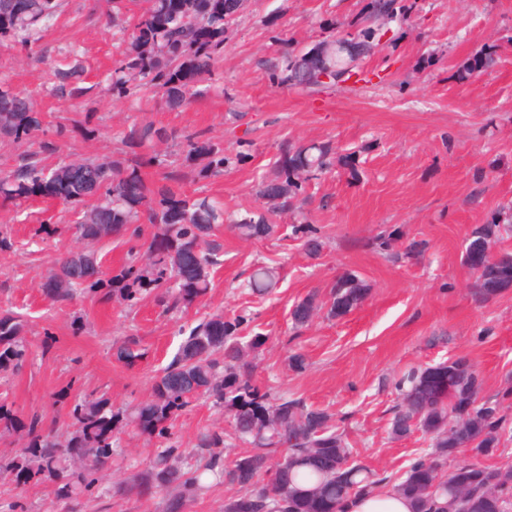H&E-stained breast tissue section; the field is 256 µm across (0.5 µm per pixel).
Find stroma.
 <instances>
[{
	"label": "stroma",
	"mask_w": 512,
	"mask_h": 512,
	"mask_svg": "<svg viewBox=\"0 0 512 512\" xmlns=\"http://www.w3.org/2000/svg\"><path fill=\"white\" fill-rule=\"evenodd\" d=\"M367 0H243L226 33L219 79L186 108L171 111L152 92L116 100L101 91L118 56L104 0H68L41 40L47 54L29 60L0 49V82L31 96L43 125L53 128L70 112L49 93L52 69L77 52L96 90L81 110L99 117L92 137L71 132L58 140L62 159H106L123 146L119 134L133 122L150 121L180 132L206 131L226 154L249 152L219 179L186 171L188 194L208 195L238 218L266 210L256 193L272 177L282 143H329L339 158L332 170L306 187L301 210L325 242L309 258L290 235L288 211L271 214L279 231L266 240H244L221 228L224 244L212 286L183 312L163 313L154 297L135 307L103 304L90 296L56 301L41 288L60 254L81 249L74 236H35L37 219L59 216L60 207L39 198L0 207V313L25 319V365L0 374V395L22 418L39 415L58 437L70 427L68 409L87 395H106L113 406L150 398L155 378L176 355L182 329L213 313L244 311L253 317L244 335L260 332L267 342L253 361L262 387L326 411L357 463L394 487L418 458L431 450L422 432L394 437L390 420L401 400L397 382L409 371L466 357L476 371L479 395L489 398L512 387V289L485 302L474 296L476 273L463 263L465 242L512 202V0H398L409 20L394 21L372 52L358 62L362 81H342L315 91L273 84L270 73L287 48L310 49L326 39L322 24L335 20L339 34L354 33ZM489 49L493 71H466L469 60ZM355 154V167L340 158ZM478 203H471V195ZM397 228L402 252L411 241L422 253L394 260L372 249L380 233ZM276 270L271 293L256 295L240 284L253 264ZM345 273L364 280L366 298L350 313L328 318L331 284ZM315 295L312 321L294 327L295 303ZM81 318L83 331L73 320ZM135 336L142 358L128 365L113 354L116 342ZM302 354L303 369L290 357ZM223 411L194 403L173 423L181 446L193 450L201 433L226 426ZM123 465L99 472L100 490L61 501L50 482L17 483L0 473V512L10 504L24 512H165L161 494L117 495L153 457L155 440L124 430Z\"/></svg>",
	"instance_id": "1"
}]
</instances>
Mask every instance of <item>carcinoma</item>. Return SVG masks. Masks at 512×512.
Returning <instances> with one entry per match:
<instances>
[{
  "instance_id": "1",
  "label": "carcinoma",
  "mask_w": 512,
  "mask_h": 512,
  "mask_svg": "<svg viewBox=\"0 0 512 512\" xmlns=\"http://www.w3.org/2000/svg\"><path fill=\"white\" fill-rule=\"evenodd\" d=\"M112 4V26L123 45L109 74L106 92L122 99L150 90L165 106L178 109L202 95L197 85L216 76L224 56L227 24L238 13L242 0H140L141 7L125 20V0ZM395 0H369L364 8L371 25L356 38L323 40L307 52L293 48L283 55V65L273 74L280 84L302 88H328L319 75L346 73L357 57L369 53L379 36L372 24L394 16ZM62 0H0V48L44 58L40 34L55 25ZM495 64L485 50L474 56L468 71L486 73ZM83 68L75 63L53 70V95L74 102L89 91ZM91 137L99 132L98 117L82 112L67 117L50 131L43 128L31 101L0 85V137L27 141L30 148L17 154L0 170V202L17 203L41 196L71 207H81L72 234L89 243L129 237L134 242L120 269L113 275L97 269L94 249L70 252L57 260L42 283L44 293L57 300L93 295L103 303L117 301L133 307L145 295L155 294L163 310L186 308L211 285L223 249L216 231L223 226L224 207L200 195L175 188L178 173L166 171L158 182H148L141 168L162 165L152 151L172 142L183 163L197 168L203 179L218 178L249 154L224 153L203 131L179 133L151 123L128 125L121 143L130 156L112 160L78 158L53 166L45 163L58 152L56 138L69 124ZM330 144L280 146L275 173L257 186L260 197L281 210L294 207L305 185L333 165ZM155 231L143 235L142 225ZM237 234L247 240L267 239L276 233L264 212H253L234 222ZM504 230L512 231V204L502 207L488 224L476 227L468 239L464 264L477 274L476 300L485 302L512 288V252L492 257L486 252ZM307 253L320 254L318 229L303 220L293 225ZM401 237L394 228L373 242L381 252L392 250ZM274 279L267 266L253 268L248 287L265 292ZM366 284L352 274L340 276L331 286L327 315L341 317L357 307L368 294ZM318 306L314 296L297 302L291 312L295 326L306 325ZM242 315L226 318L213 314L192 327L163 374L155 379L151 399L124 409L112 408L105 396L75 403L69 416L73 430L65 443L43 427L36 416L23 420L0 401V433L20 434L22 448L0 468L16 480L33 478L56 483L64 499L88 492L99 482L97 473L112 465L119 425L155 438V457L136 479L118 492L142 489L149 494L174 488L167 512H180L182 502L227 482L239 494L224 502V512H345L352 495L367 491L381 479L361 464L350 461L342 434L330 416L300 398H276L252 379L253 358L266 342L261 333L243 337ZM22 316L0 314V372L15 371L26 361ZM117 360L132 363L141 358L140 343L128 338L115 347ZM409 388L391 421V433L405 436L420 429L431 436L432 451L416 460L396 485L412 503V512H505L512 489V469H501L463 460L443 470L459 448L479 456L493 453L505 429L503 402L512 389L494 399L473 404L479 389L477 374L463 358L451 360L407 377ZM199 398L224 411L231 431L213 427L204 432L193 454L172 441L174 418ZM250 444V448L224 459L225 438Z\"/></svg>"
}]
</instances>
